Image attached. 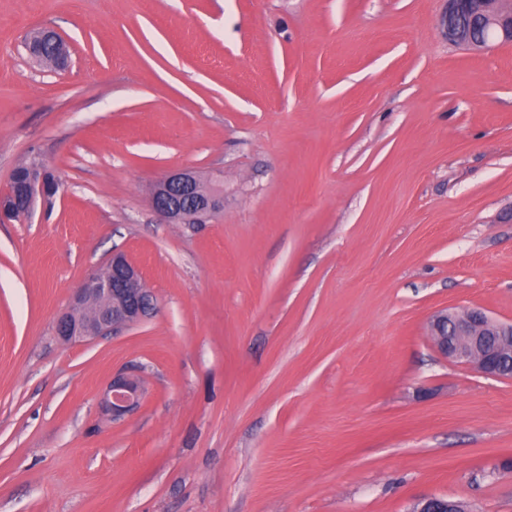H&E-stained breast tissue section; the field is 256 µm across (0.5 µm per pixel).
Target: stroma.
Here are the masks:
<instances>
[{"mask_svg":"<svg viewBox=\"0 0 512 512\" xmlns=\"http://www.w3.org/2000/svg\"><path fill=\"white\" fill-rule=\"evenodd\" d=\"M445 7L0 0V196L33 154L60 184L0 223V512H512V381L428 337L512 320V45L451 44ZM184 168L224 185L206 223L150 204ZM116 253L156 313L63 343ZM134 372L122 371L113 375L103 394L102 408L114 421L132 413L142 403L145 391Z\"/></svg>","mask_w":512,"mask_h":512,"instance_id":"stroma-1","label":"stroma"}]
</instances>
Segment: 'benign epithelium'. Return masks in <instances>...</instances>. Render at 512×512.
<instances>
[{"instance_id": "1", "label": "benign epithelium", "mask_w": 512, "mask_h": 512, "mask_svg": "<svg viewBox=\"0 0 512 512\" xmlns=\"http://www.w3.org/2000/svg\"><path fill=\"white\" fill-rule=\"evenodd\" d=\"M495 0H448L443 26L448 39L469 49H482L486 40L496 38L512 43V7H493ZM478 24L485 38L474 41L463 26L465 20ZM53 32L41 31L28 43L30 54L43 59L47 45H59ZM25 207L16 206L13 198L0 200V222L27 217L37 199L54 196L53 173L43 164L30 165L18 177ZM224 189H203L191 170L169 174L156 186L152 207L168 222L201 220L221 209ZM74 308L61 314L56 332L64 341L79 343L87 339L115 333L156 312L153 293L145 288L137 267L122 254L112 256L106 272H92L78 285L73 295ZM432 344L445 357L465 364L475 371L496 379H512V321L502 322L483 310L444 311L430 322ZM145 391L132 371L112 376L102 397L103 410L119 420L135 411ZM459 504L439 497L418 500L412 512H457Z\"/></svg>"}]
</instances>
